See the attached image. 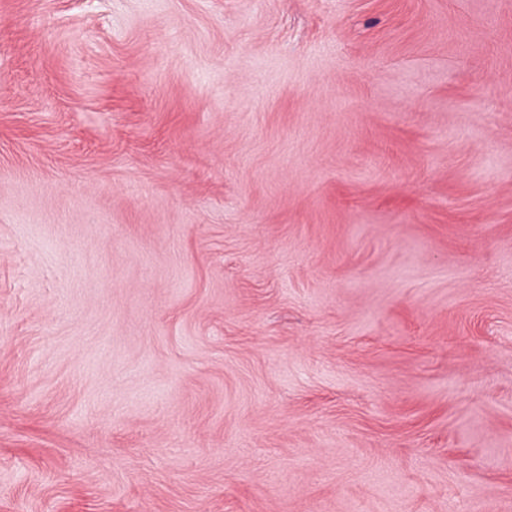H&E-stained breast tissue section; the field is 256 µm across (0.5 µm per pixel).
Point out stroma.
<instances>
[{"mask_svg":"<svg viewBox=\"0 0 512 512\" xmlns=\"http://www.w3.org/2000/svg\"><path fill=\"white\" fill-rule=\"evenodd\" d=\"M0 512H512V0H0Z\"/></svg>","mask_w":512,"mask_h":512,"instance_id":"35a3bbf8","label":"stroma"}]
</instances>
